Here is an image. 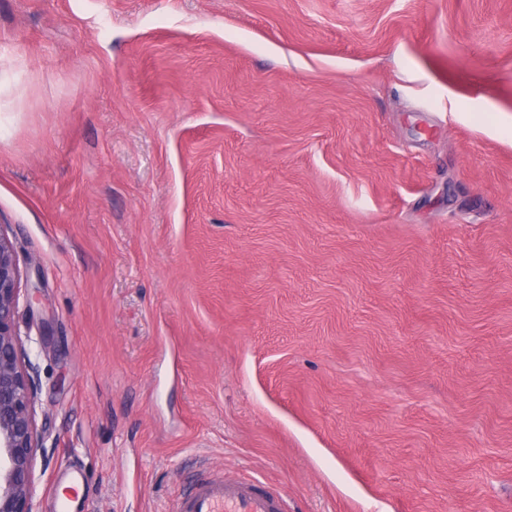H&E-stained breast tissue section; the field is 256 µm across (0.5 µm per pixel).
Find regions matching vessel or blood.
I'll return each instance as SVG.
<instances>
[{
  "instance_id": "obj_1",
  "label": "vessel or blood",
  "mask_w": 512,
  "mask_h": 512,
  "mask_svg": "<svg viewBox=\"0 0 512 512\" xmlns=\"http://www.w3.org/2000/svg\"><path fill=\"white\" fill-rule=\"evenodd\" d=\"M173 512H287V504L260 479L216 477L196 483L177 499Z\"/></svg>"
}]
</instances>
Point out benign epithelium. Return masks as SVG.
<instances>
[{
	"label": "benign epithelium",
	"mask_w": 512,
	"mask_h": 512,
	"mask_svg": "<svg viewBox=\"0 0 512 512\" xmlns=\"http://www.w3.org/2000/svg\"><path fill=\"white\" fill-rule=\"evenodd\" d=\"M21 281L14 245L0 227V512H36L38 387L20 337Z\"/></svg>",
	"instance_id": "7a95c632"
}]
</instances>
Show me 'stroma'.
I'll return each instance as SVG.
<instances>
[{"instance_id": "obj_1", "label": "stroma", "mask_w": 512, "mask_h": 512, "mask_svg": "<svg viewBox=\"0 0 512 512\" xmlns=\"http://www.w3.org/2000/svg\"><path fill=\"white\" fill-rule=\"evenodd\" d=\"M37 512H512V0H0ZM173 512H288L284 498L259 478H213L196 483L176 500Z\"/></svg>"}]
</instances>
